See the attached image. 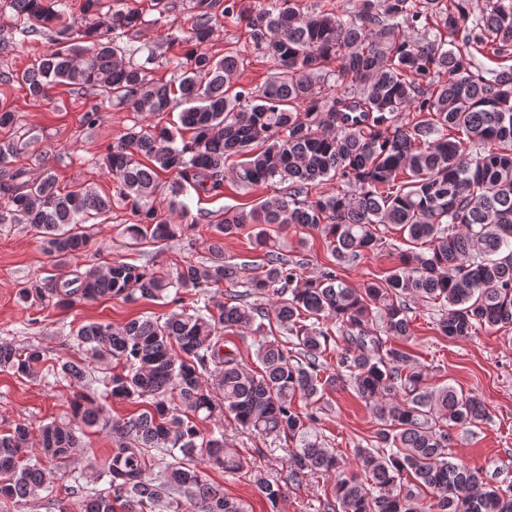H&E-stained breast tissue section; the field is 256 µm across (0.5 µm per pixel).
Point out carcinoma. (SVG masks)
I'll list each match as a JSON object with an SVG mask.
<instances>
[{
    "label": "carcinoma",
    "instance_id": "carcinoma-1",
    "mask_svg": "<svg viewBox=\"0 0 512 512\" xmlns=\"http://www.w3.org/2000/svg\"><path fill=\"white\" fill-rule=\"evenodd\" d=\"M159 17L190 10V26L171 44L187 47L168 60L174 74L154 80L157 49L136 45L148 20L128 0H0L20 42L52 45L21 73L0 72L34 100L59 84L98 89L112 105L136 114L180 109V126L125 128L101 157L112 194L61 191L46 172L28 177L14 166L31 139L17 137L18 115L0 105V224H20L41 238L60 264L84 255L90 221L119 206L132 219L121 233L139 242L181 239L189 225L162 214H189L179 197H217L230 178L249 189L285 184L279 198L249 210L227 209L203 262L175 270L101 261L71 280L26 282L23 303L69 308L103 297L178 304L195 293L192 312L145 316L122 326L90 322L71 331L80 358L54 364L38 346L0 343V370L35 379L42 367L77 388L70 415L31 428L0 431V504H20L54 491L61 467L84 438L107 430L115 448L81 493L79 479L50 496L49 512H246L208 482L205 470L229 476L252 468L227 450L224 431L200 424L231 418L262 437L297 443L287 480L312 471L336 475L339 512H512V485L454 461L449 429L485 416L480 398L446 384L432 386L400 345L412 336L407 301L440 308L437 330L453 340L479 327H512V65L487 68L476 55L512 58V0H359L355 12L296 0H151ZM79 12V22L72 21ZM222 19L244 25L253 49L272 63L266 86L238 82L245 57L208 51ZM423 29L426 38L412 36ZM170 175L162 186L159 173ZM333 192H320L327 181ZM265 224H292L321 235L335 266L304 279L301 263L281 252ZM392 224L403 245H390L398 265L360 288L336 268L382 250L379 226ZM257 227L260 272L244 281V265L224 260V237ZM231 286L212 304L209 288ZM275 322L279 334L265 331ZM254 336L252 367L224 350V333ZM344 342L336 371L325 352L333 334ZM120 370L98 379L93 366ZM213 376L216 388L204 387ZM102 383L103 393L92 387ZM347 382L369 404L379 427L374 443L354 449L356 469L311 433L328 388ZM309 405L299 410L296 397ZM104 397L142 406L104 419ZM158 450L161 456L152 454ZM171 460H166V457ZM255 487L280 512L281 484Z\"/></svg>",
    "mask_w": 512,
    "mask_h": 512
}]
</instances>
